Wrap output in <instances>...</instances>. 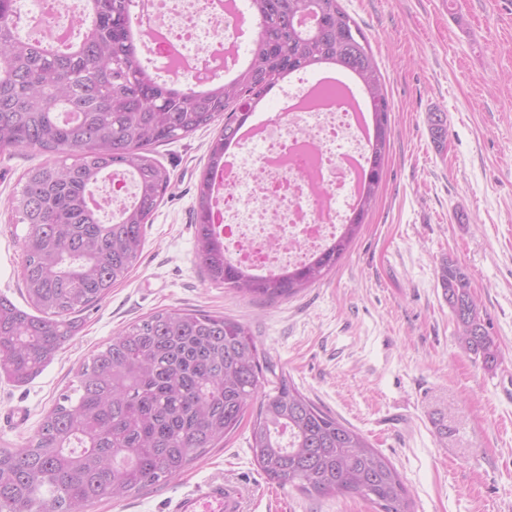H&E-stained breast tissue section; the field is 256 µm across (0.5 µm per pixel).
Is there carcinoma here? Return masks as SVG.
I'll return each mask as SVG.
<instances>
[{"label": "carcinoma", "mask_w": 512, "mask_h": 512, "mask_svg": "<svg viewBox=\"0 0 512 512\" xmlns=\"http://www.w3.org/2000/svg\"><path fill=\"white\" fill-rule=\"evenodd\" d=\"M91 24L61 47L14 35L17 0H0V150L50 156L28 169L8 207L27 227L22 271L31 314L0 294V374L39 375L79 331L74 314L99 302L138 258L171 174L154 148L224 120L209 146L194 208L204 277L261 300L288 299L347 253L383 179L390 112L368 38L339 0H249L258 33L232 80L174 87L142 64L133 0H85ZM333 66L358 80L371 109L369 165L342 232L307 262L261 276L234 265L211 224L213 173L255 108L289 73ZM129 174L132 200L104 220L90 194ZM437 278L462 345L492 370L500 351L468 274L443 262ZM36 433L0 448V512H87L101 500L164 485L238 429L266 477L307 496L369 498L412 512L399 473L352 427L307 397L260 349L247 324L202 310L163 309L127 324L76 372Z\"/></svg>", "instance_id": "obj_1"}]
</instances>
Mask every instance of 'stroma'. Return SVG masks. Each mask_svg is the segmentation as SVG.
Masks as SVG:
<instances>
[{
  "label": "stroma",
  "mask_w": 512,
  "mask_h": 512,
  "mask_svg": "<svg viewBox=\"0 0 512 512\" xmlns=\"http://www.w3.org/2000/svg\"><path fill=\"white\" fill-rule=\"evenodd\" d=\"M367 35L391 103V138L375 206L342 261L290 299L254 300L205 281L193 208L217 127L158 146L171 182L128 277L77 315V335L23 385L0 378V427L16 448L127 324L162 309L247 322L258 344L316 404L393 463L415 512H512V0H341ZM441 113L442 141L427 116ZM34 151L0 152V294L26 307L24 225L6 203ZM468 273L500 347L486 370L460 344L436 278L445 260ZM250 424L167 484L90 512H167L212 479L248 491L246 512H376L353 495L306 496L270 481Z\"/></svg>",
  "instance_id": "35a3bbf8"
}]
</instances>
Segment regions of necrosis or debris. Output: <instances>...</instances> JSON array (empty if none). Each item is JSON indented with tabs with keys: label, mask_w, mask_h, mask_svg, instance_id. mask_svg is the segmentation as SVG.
<instances>
[{
	"label": "necrosis or debris",
	"mask_w": 512,
	"mask_h": 512,
	"mask_svg": "<svg viewBox=\"0 0 512 512\" xmlns=\"http://www.w3.org/2000/svg\"><path fill=\"white\" fill-rule=\"evenodd\" d=\"M78 0H38L18 8L14 29L27 38H67ZM139 19L150 56L180 82L217 79L243 63L246 14L234 0H150ZM336 92L308 88L285 103L275 122L252 137L259 151L234 145L214 175L212 219L227 257L256 274L297 265L324 247L346 223L360 191L370 126L354 120L351 80Z\"/></svg>",
	"instance_id": "obj_1"
}]
</instances>
